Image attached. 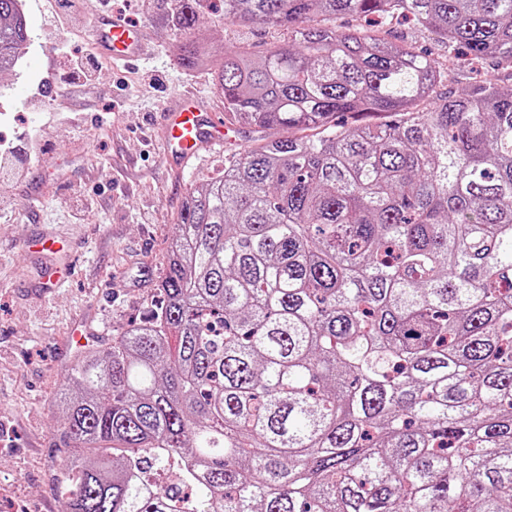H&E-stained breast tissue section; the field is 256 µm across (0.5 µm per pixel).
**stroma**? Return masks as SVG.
Segmentation results:
<instances>
[{
  "mask_svg": "<svg viewBox=\"0 0 512 512\" xmlns=\"http://www.w3.org/2000/svg\"><path fill=\"white\" fill-rule=\"evenodd\" d=\"M22 0L31 30L26 53L14 70L0 75V137L36 143L39 162L18 153L23 167L10 198L0 201V512H65L52 473L58 463L56 396L78 349L69 343L75 322L86 323L92 343L106 347L132 321L149 315L157 296L174 226L191 186L220 175L224 161L241 146L278 137V130L231 125L221 152L168 171L161 157V131L168 98L202 97L223 111L209 66L189 70L178 56L182 38L166 21L169 0H114L141 28L148 46L128 85L120 63H108L85 85L58 84L44 98L58 48L46 39L47 14H34ZM197 39L214 49L241 46L253 55L284 43L281 27L243 26L222 12L203 8ZM494 78L512 85V69L488 58L474 68L448 73L449 91L460 94ZM26 92L54 123L18 100ZM85 128L75 140L74 127ZM42 188L36 208L26 195ZM56 237L59 248L45 253L33 242ZM62 266L61 283L39 291L44 268Z\"/></svg>",
  "mask_w": 512,
  "mask_h": 512,
  "instance_id": "35a3bbf8",
  "label": "stroma"
}]
</instances>
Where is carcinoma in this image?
Segmentation results:
<instances>
[{"mask_svg": "<svg viewBox=\"0 0 512 512\" xmlns=\"http://www.w3.org/2000/svg\"><path fill=\"white\" fill-rule=\"evenodd\" d=\"M202 2L175 0L181 65L285 135L191 189L150 317L68 370L66 512H512V88L440 92L512 64V0H220L287 30L256 59L194 38ZM27 42L0 0V63ZM387 37L396 44L409 43L422 46L434 57L445 58L448 56L446 45L420 26L394 20L387 29ZM512 70L495 58H487L473 69L460 68L448 71V91L461 94L472 85L485 79L496 78L504 87L512 85Z\"/></svg>", "mask_w": 512, "mask_h": 512, "instance_id": "1", "label": "carcinoma"}]
</instances>
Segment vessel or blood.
Segmentation results:
<instances>
[{
  "label": "vessel or blood",
  "mask_w": 512,
  "mask_h": 512,
  "mask_svg": "<svg viewBox=\"0 0 512 512\" xmlns=\"http://www.w3.org/2000/svg\"><path fill=\"white\" fill-rule=\"evenodd\" d=\"M92 32L101 54L115 62L141 58L144 47L137 28L118 14H99ZM224 146V124L210 106L189 94L172 97L162 129V157L168 168L184 166L201 153Z\"/></svg>",
  "instance_id": "b4317fda"
}]
</instances>
